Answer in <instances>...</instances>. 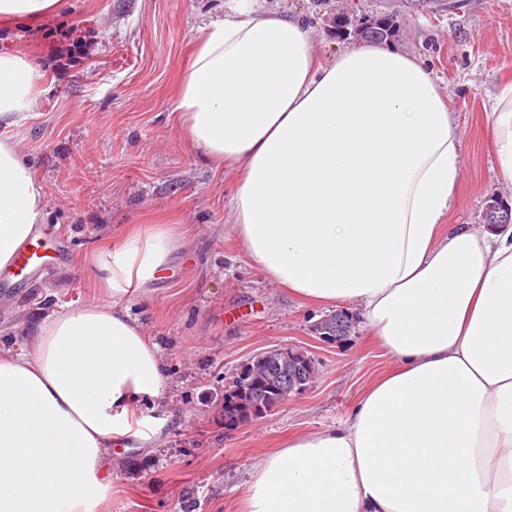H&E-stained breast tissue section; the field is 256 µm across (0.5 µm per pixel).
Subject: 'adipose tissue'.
Returning <instances> with one entry per match:
<instances>
[{"label":"adipose tissue","mask_w":512,"mask_h":512,"mask_svg":"<svg viewBox=\"0 0 512 512\" xmlns=\"http://www.w3.org/2000/svg\"><path fill=\"white\" fill-rule=\"evenodd\" d=\"M37 70L0 54V125L37 102ZM187 144L237 173L226 207L249 264L308 305L358 311L395 359L340 425L254 466L243 512H512V225L448 224L457 121L433 73L388 44L318 64L306 22L253 7L198 38L178 92ZM512 184V83L491 107ZM44 189L0 138V267ZM162 221L97 257L104 297L43 313L0 350V512H95L132 413L166 399L159 346L120 302L181 248Z\"/></svg>","instance_id":"adipose-tissue-1"}]
</instances>
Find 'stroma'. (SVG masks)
I'll return each instance as SVG.
<instances>
[{"instance_id":"obj_1","label":"stroma","mask_w":512,"mask_h":512,"mask_svg":"<svg viewBox=\"0 0 512 512\" xmlns=\"http://www.w3.org/2000/svg\"><path fill=\"white\" fill-rule=\"evenodd\" d=\"M37 23L0 21V52L38 70L41 91L28 119L10 130L45 188V232L69 239L61 266L8 301L0 349L19 329L61 304L98 298L97 255L131 228L167 216L186 246L148 293L123 309L159 345L170 374L164 405L141 406L133 437L112 451V487L96 512H240L248 475L288 437L344 421L391 359L361 323L341 342L314 331L325 309L270 285L240 253L225 203L231 173L191 152L175 112L176 87L201 29L251 0H63ZM267 10L303 17L323 64L353 39L333 20L393 16L391 42L419 55L458 115L460 200L448 221L480 224L491 195L512 201L492 148L490 102L512 82V0H265ZM84 43L75 67L57 71L58 31ZM305 350L314 380L269 416L225 430L213 400L257 354Z\"/></svg>"}]
</instances>
